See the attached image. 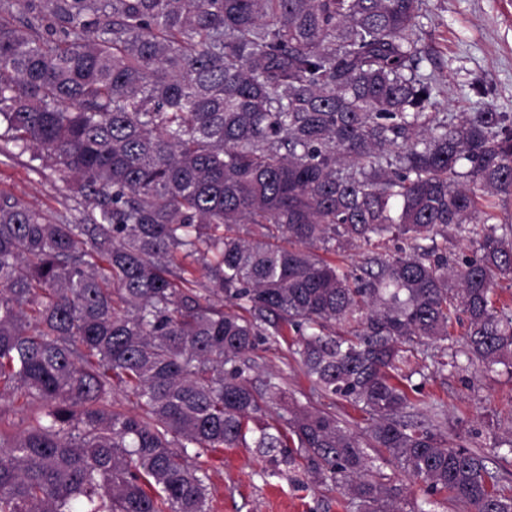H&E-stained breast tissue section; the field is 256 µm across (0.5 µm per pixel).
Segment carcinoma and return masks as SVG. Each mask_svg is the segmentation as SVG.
<instances>
[{"mask_svg": "<svg viewBox=\"0 0 512 512\" xmlns=\"http://www.w3.org/2000/svg\"><path fill=\"white\" fill-rule=\"evenodd\" d=\"M423 5L0 0V153L33 152L85 204L49 218L0 193V401L33 412L0 431V512H209L198 459L240 446L361 512H427L368 447L429 495L512 512L483 458L399 419L413 343L459 312L468 358L512 370L491 202L512 194V116L440 115ZM450 231L478 255L448 266ZM388 235L407 248L360 276L314 253ZM290 329L369 442L277 375L254 385L247 355ZM369 454L376 458L375 465L382 481L388 485H397L406 488L410 498L421 504L425 498L424 487L412 480L397 464L381 456L374 448H367Z\"/></svg>", "mask_w": 512, "mask_h": 512, "instance_id": "cac0c4a2", "label": "carcinoma"}]
</instances>
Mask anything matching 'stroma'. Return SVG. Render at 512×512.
Instances as JSON below:
<instances>
[{"mask_svg": "<svg viewBox=\"0 0 512 512\" xmlns=\"http://www.w3.org/2000/svg\"><path fill=\"white\" fill-rule=\"evenodd\" d=\"M417 35L427 52L422 71L437 80L442 112L455 117L491 106L512 113V0H425ZM0 193L23 197L53 217L77 207L59 174L28 152L0 155ZM465 331L456 322L447 343H420L403 417L481 455L498 487L512 494V454L497 447L512 436V376L484 371L463 357ZM448 345L459 352L458 365L441 371L437 362ZM252 358L256 374H280L302 405L331 408L352 432L367 436L366 414L313 393L286 343L260 344ZM201 461L209 475L210 512H357L334 482L274 466L254 447L209 451Z\"/></svg>", "mask_w": 512, "mask_h": 512, "instance_id": "35a3bbf8", "label": "stroma"}]
</instances>
